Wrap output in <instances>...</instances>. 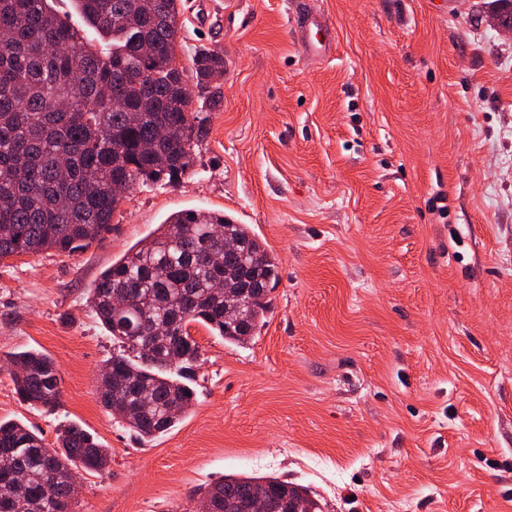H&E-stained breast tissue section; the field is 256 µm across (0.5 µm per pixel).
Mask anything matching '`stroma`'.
Instances as JSON below:
<instances>
[{"label": "stroma", "mask_w": 512, "mask_h": 512, "mask_svg": "<svg viewBox=\"0 0 512 512\" xmlns=\"http://www.w3.org/2000/svg\"><path fill=\"white\" fill-rule=\"evenodd\" d=\"M490 0H184L224 53L218 97L175 185L130 190L82 252L0 261V359L62 375L41 413L0 371V418L46 444L76 423L110 448L81 512H184L223 476L307 487L323 512H512V36ZM335 36L324 60L297 13ZM224 212L279 262L265 325L231 345L199 324L186 419L148 445L113 421L114 348L88 292L170 214Z\"/></svg>", "instance_id": "1"}]
</instances>
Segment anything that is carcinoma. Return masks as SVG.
Listing matches in <instances>:
<instances>
[{"label": "carcinoma", "mask_w": 512, "mask_h": 512, "mask_svg": "<svg viewBox=\"0 0 512 512\" xmlns=\"http://www.w3.org/2000/svg\"><path fill=\"white\" fill-rule=\"evenodd\" d=\"M77 2L112 47L97 49L49 0H0V260L86 250L111 231L117 188L175 184L191 170L201 113L218 103L190 105L189 79L223 80L224 53L199 46L191 71L170 66L186 40L181 0ZM278 281L277 257L248 225L220 211L171 214L90 288L88 302L121 344L100 370L103 407L143 444L182 422L202 357L189 325L245 344ZM4 364L23 403L59 407L62 378L49 355L21 351ZM2 450L12 468L0 470V512H75L72 481L112 461L74 424L50 448L26 424L0 419ZM259 496L266 512H322L306 487L272 477L229 475L204 492L219 512Z\"/></svg>", "instance_id": "obj_1"}]
</instances>
